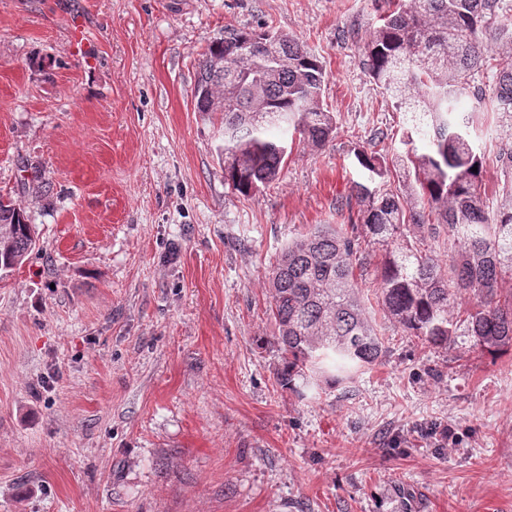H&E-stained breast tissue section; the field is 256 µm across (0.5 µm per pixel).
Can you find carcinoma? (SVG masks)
<instances>
[{
	"mask_svg": "<svg viewBox=\"0 0 512 512\" xmlns=\"http://www.w3.org/2000/svg\"><path fill=\"white\" fill-rule=\"evenodd\" d=\"M224 58V68L213 65ZM373 80L411 113L403 133L401 180L382 189L386 161L355 153L366 180L352 183L345 206L356 212L368 244L381 257L378 299L385 316L424 347L452 352L512 350V148L498 152L504 180L498 203L485 211L483 155L472 138L477 112L490 100L512 127V14L505 0H400L363 40ZM492 72L491 97L479 84ZM321 61L276 31L224 29L198 59L195 109L224 114V182L249 195L273 182L287 154L288 134L319 147L337 130L320 104ZM463 96L472 112L457 111ZM426 141L419 151L416 140ZM477 168L472 172L471 168ZM0 272L21 265L35 248L34 226L0 198ZM355 225L317 224L284 246L271 270L270 314L284 354L279 384L350 379L382 361L383 337L353 277L360 242ZM447 235L448 270L424 247Z\"/></svg>",
	"mask_w": 512,
	"mask_h": 512,
	"instance_id": "carcinoma-1",
	"label": "carcinoma"
}]
</instances>
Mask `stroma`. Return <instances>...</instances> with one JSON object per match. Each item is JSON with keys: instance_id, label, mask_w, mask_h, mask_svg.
Listing matches in <instances>:
<instances>
[{"instance_id": "1", "label": "stroma", "mask_w": 512, "mask_h": 512, "mask_svg": "<svg viewBox=\"0 0 512 512\" xmlns=\"http://www.w3.org/2000/svg\"><path fill=\"white\" fill-rule=\"evenodd\" d=\"M374 0H0V196L36 247L0 277V512H512V354L462 360L384 318L381 363L307 397L278 385L269 270L349 223L355 151L405 115L366 70ZM86 45L73 49L70 24ZM272 27L325 67L337 134L280 178L224 182L222 116L194 109L225 29ZM482 200L512 127L484 108Z\"/></svg>"}]
</instances>
